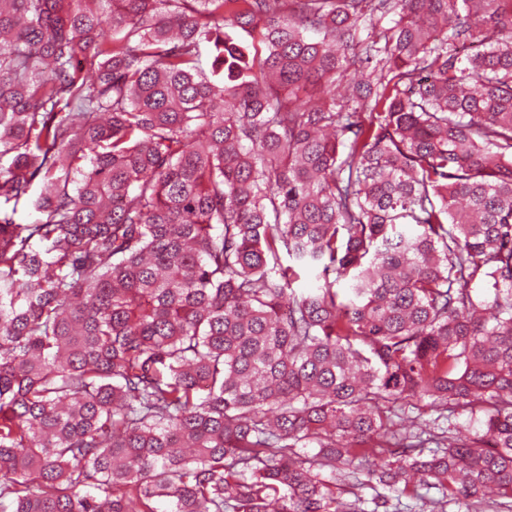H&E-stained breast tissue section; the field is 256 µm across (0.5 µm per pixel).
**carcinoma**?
I'll list each match as a JSON object with an SVG mask.
<instances>
[{"instance_id": "cac0c4a2", "label": "carcinoma", "mask_w": 512, "mask_h": 512, "mask_svg": "<svg viewBox=\"0 0 512 512\" xmlns=\"http://www.w3.org/2000/svg\"><path fill=\"white\" fill-rule=\"evenodd\" d=\"M402 496L512 512V0H0V512Z\"/></svg>"}]
</instances>
